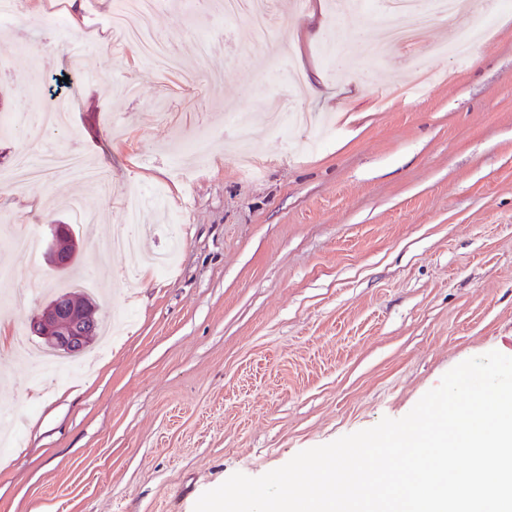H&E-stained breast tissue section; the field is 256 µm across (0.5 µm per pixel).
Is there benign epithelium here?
<instances>
[{
	"mask_svg": "<svg viewBox=\"0 0 512 512\" xmlns=\"http://www.w3.org/2000/svg\"><path fill=\"white\" fill-rule=\"evenodd\" d=\"M44 259L52 269L67 256L79 253L81 241L63 224L49 225ZM98 308L91 302L74 303L66 298H49L30 322V330L37 338L57 351L75 353L87 346L92 337L87 327L95 320Z\"/></svg>",
	"mask_w": 512,
	"mask_h": 512,
	"instance_id": "7a95c632",
	"label": "benign epithelium"
}]
</instances>
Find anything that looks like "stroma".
I'll return each instance as SVG.
<instances>
[{
	"label": "stroma",
	"mask_w": 512,
	"mask_h": 512,
	"mask_svg": "<svg viewBox=\"0 0 512 512\" xmlns=\"http://www.w3.org/2000/svg\"><path fill=\"white\" fill-rule=\"evenodd\" d=\"M34 0L0 16V169L20 151L81 152L109 191L72 179L0 186V297L10 332L29 335L65 282L12 252L17 225L72 223L78 271L101 318L132 323L84 375L44 390L0 345V406H28L18 445L0 453V512H194L234 473L261 476L300 451L405 416L459 363L512 356V0H495L488 38L460 61L432 54L457 27L433 20L383 57L354 44V71L323 58L384 20L379 0L336 15L332 0H272L276 53L248 46L244 19L158 0L149 19L179 60L156 71L107 18L123 0H81L34 22ZM81 27L73 29L72 14ZM100 36L94 53L38 68L28 45ZM224 61L222 93L186 89L199 41ZM303 72L315 117L272 135L255 122L260 160L241 171L233 115L282 98ZM76 75L64 131L28 132L17 103L32 81ZM141 85L128 96L121 85ZM207 137L204 164L176 160ZM154 206L148 244L184 240L162 275L104 244L124 223L130 187Z\"/></svg>",
	"instance_id": "1"
}]
</instances>
